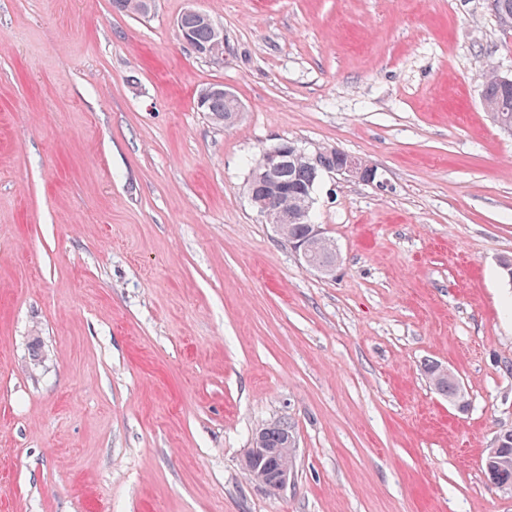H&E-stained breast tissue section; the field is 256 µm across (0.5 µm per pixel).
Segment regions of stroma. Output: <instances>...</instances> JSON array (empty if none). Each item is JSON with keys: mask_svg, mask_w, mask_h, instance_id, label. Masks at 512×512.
Here are the masks:
<instances>
[{"mask_svg": "<svg viewBox=\"0 0 512 512\" xmlns=\"http://www.w3.org/2000/svg\"><path fill=\"white\" fill-rule=\"evenodd\" d=\"M189 8L223 60L181 41ZM490 67L489 0H0V512H512L484 468L512 429ZM214 84L233 126L196 107ZM284 141L377 169L317 186L326 274L247 195ZM284 418L272 495L243 458ZM186 15H189L198 20H203L208 23L210 26L214 27L212 20L200 11L195 9H188L185 12ZM206 23L195 21L191 24L193 27L192 30L185 25L182 19L177 20V27L179 29L181 39L187 44H193L194 39L196 43L201 47H207L212 40V30L210 26ZM194 35V39H193ZM224 33L220 28L215 29L214 41L207 48L206 55L209 59H223L224 57ZM201 58H207L204 54H198ZM429 383L441 395L454 400L460 396V383L455 375H448L446 369L438 365H428L425 369Z\"/></svg>", "mask_w": 512, "mask_h": 512, "instance_id": "1", "label": "stroma"}]
</instances>
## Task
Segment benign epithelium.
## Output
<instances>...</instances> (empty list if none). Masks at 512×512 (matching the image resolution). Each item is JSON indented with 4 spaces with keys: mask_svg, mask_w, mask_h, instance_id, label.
Returning <instances> with one entry per match:
<instances>
[{
    "mask_svg": "<svg viewBox=\"0 0 512 512\" xmlns=\"http://www.w3.org/2000/svg\"><path fill=\"white\" fill-rule=\"evenodd\" d=\"M216 93L224 94V99L235 102L233 111L224 114V123L232 124L236 122L242 112L243 106L238 98L222 85L211 86L202 91L197 100L198 108H203L207 101ZM300 156L314 168H323L322 158L319 153H310L306 149L295 144L280 143L271 148L266 149L260 156L258 162L252 170L255 178L265 181L268 185L269 196L263 200L250 195V201L259 215L263 217L266 223H271V213L282 203V186L278 181L281 170L288 164V158ZM337 175L346 180H358L362 182L372 183L377 177L376 168L367 161L347 156V160L343 168L337 171ZM275 232L284 240L288 241V245L295 251L299 259L308 262V253L311 250V242L321 243L331 250H336L334 242L327 237L326 232L319 224L311 225L312 241H294L288 239L285 229L280 224L273 225ZM277 453L269 448L261 447V443L256 441L252 448L248 449L244 458L243 468L248 476L252 479H259L264 467L275 464Z\"/></svg>",
    "mask_w": 512,
    "mask_h": 512,
    "instance_id": "obj_1",
    "label": "benign epithelium"
}]
</instances>
